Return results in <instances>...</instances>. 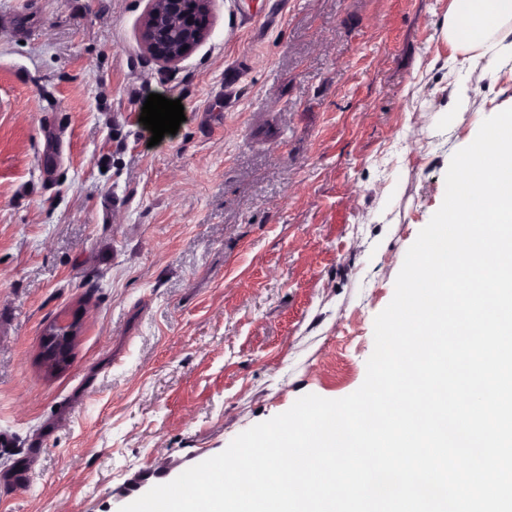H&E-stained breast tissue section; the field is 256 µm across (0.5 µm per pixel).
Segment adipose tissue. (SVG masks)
Returning a JSON list of instances; mask_svg holds the SVG:
<instances>
[{"instance_id":"ef3b65f1","label":"adipose tissue","mask_w":512,"mask_h":512,"mask_svg":"<svg viewBox=\"0 0 512 512\" xmlns=\"http://www.w3.org/2000/svg\"><path fill=\"white\" fill-rule=\"evenodd\" d=\"M439 35L468 68L512 70V0H451Z\"/></svg>"}]
</instances>
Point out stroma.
Wrapping results in <instances>:
<instances>
[{
    "instance_id": "obj_1",
    "label": "stroma",
    "mask_w": 512,
    "mask_h": 512,
    "mask_svg": "<svg viewBox=\"0 0 512 512\" xmlns=\"http://www.w3.org/2000/svg\"><path fill=\"white\" fill-rule=\"evenodd\" d=\"M149 3L0 0V512H119L355 392L452 156L512 89L474 74L458 123L415 111L447 82L449 0H211L175 63ZM152 93L185 115L155 146ZM420 123L450 131L409 149ZM62 316L82 331L50 374Z\"/></svg>"
}]
</instances>
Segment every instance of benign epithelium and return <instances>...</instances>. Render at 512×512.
I'll return each mask as SVG.
<instances>
[{
	"mask_svg": "<svg viewBox=\"0 0 512 512\" xmlns=\"http://www.w3.org/2000/svg\"><path fill=\"white\" fill-rule=\"evenodd\" d=\"M208 0H151L141 37L147 51L156 59L172 63L183 59L206 36ZM185 48L175 54L172 42Z\"/></svg>",
	"mask_w": 512,
	"mask_h": 512,
	"instance_id": "1",
	"label": "benign epithelium"
}]
</instances>
